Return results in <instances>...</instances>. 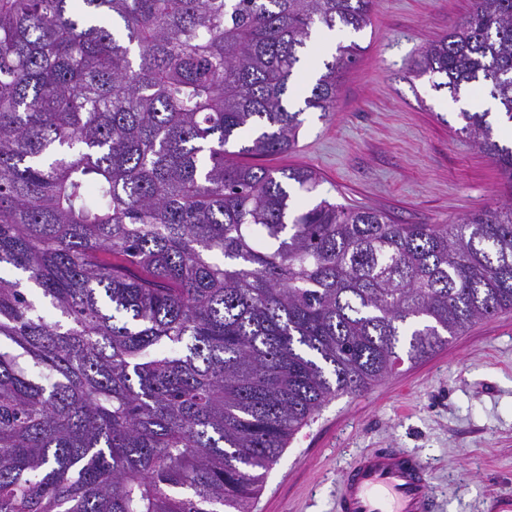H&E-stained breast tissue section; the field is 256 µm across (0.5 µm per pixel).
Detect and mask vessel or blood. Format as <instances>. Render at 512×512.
<instances>
[{"label": "vessel or blood", "instance_id": "obj_1", "mask_svg": "<svg viewBox=\"0 0 512 512\" xmlns=\"http://www.w3.org/2000/svg\"><path fill=\"white\" fill-rule=\"evenodd\" d=\"M426 465L385 448L362 456L342 479L338 512H433Z\"/></svg>", "mask_w": 512, "mask_h": 512}]
</instances>
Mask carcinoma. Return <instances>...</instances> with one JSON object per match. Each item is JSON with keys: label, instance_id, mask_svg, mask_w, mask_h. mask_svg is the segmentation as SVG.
Returning a JSON list of instances; mask_svg holds the SVG:
<instances>
[{"label": "carcinoma", "instance_id": "1", "mask_svg": "<svg viewBox=\"0 0 512 512\" xmlns=\"http://www.w3.org/2000/svg\"><path fill=\"white\" fill-rule=\"evenodd\" d=\"M372 0H0V512H251L331 400L512 310V201L397 224L327 199L289 106ZM356 45L307 108L335 109ZM413 72L512 123V0ZM490 112L459 113L512 182ZM243 145L236 152L226 146Z\"/></svg>", "mask_w": 512, "mask_h": 512}]
</instances>
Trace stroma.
Wrapping results in <instances>:
<instances>
[{
    "label": "stroma",
    "mask_w": 512,
    "mask_h": 512,
    "mask_svg": "<svg viewBox=\"0 0 512 512\" xmlns=\"http://www.w3.org/2000/svg\"><path fill=\"white\" fill-rule=\"evenodd\" d=\"M474 0H373L360 31L317 32L299 74L313 81L338 44L357 43L336 110L304 109L298 143L264 157L272 169L306 167L321 198L379 209L401 224H450L512 198L501 170L461 133V109L415 76L422 51L463 24ZM399 448L427 466L435 512H512V311L474 324L448 345L366 392L327 404L268 472L252 512H336L344 470L364 453Z\"/></svg>",
    "instance_id": "35a3bbf8"
}]
</instances>
